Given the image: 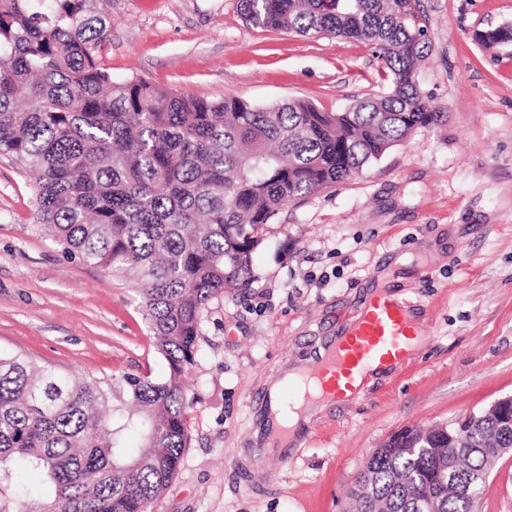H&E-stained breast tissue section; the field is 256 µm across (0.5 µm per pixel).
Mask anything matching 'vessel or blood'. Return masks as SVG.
Wrapping results in <instances>:
<instances>
[{
  "instance_id": "vessel-or-blood-1",
  "label": "vessel or blood",
  "mask_w": 512,
  "mask_h": 512,
  "mask_svg": "<svg viewBox=\"0 0 512 512\" xmlns=\"http://www.w3.org/2000/svg\"><path fill=\"white\" fill-rule=\"evenodd\" d=\"M423 321L411 320L405 305L382 293L373 297L345 336L319 342L318 353L305 366V382L314 384L322 400L338 403L358 398L364 372L372 365H392L410 358L412 340ZM264 429L270 455L286 457L296 447L295 432L267 412Z\"/></svg>"
}]
</instances>
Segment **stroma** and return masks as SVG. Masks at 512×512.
I'll return each instance as SVG.
<instances>
[{
    "label": "stroma",
    "instance_id": "1",
    "mask_svg": "<svg viewBox=\"0 0 512 512\" xmlns=\"http://www.w3.org/2000/svg\"><path fill=\"white\" fill-rule=\"evenodd\" d=\"M417 70L447 121L415 130L360 176L289 202L255 253L256 282L204 316L186 376L189 442L151 512H345L365 459L512 395V47L473 34L512 24V0H419ZM101 51L114 82L266 107L336 111L383 89L362 42L247 25L238 0H110ZM33 177L0 155V352L78 376H162L132 283L66 256L36 225ZM424 321L425 343L329 405L287 461L267 457L261 405L284 362L341 336L378 289ZM480 512H512V457Z\"/></svg>",
    "mask_w": 512,
    "mask_h": 512
}]
</instances>
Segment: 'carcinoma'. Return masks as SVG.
Masks as SVG:
<instances>
[{
	"mask_svg": "<svg viewBox=\"0 0 512 512\" xmlns=\"http://www.w3.org/2000/svg\"><path fill=\"white\" fill-rule=\"evenodd\" d=\"M253 27L372 46L384 90L337 112L208 100L145 79L123 83L101 57V0H0V153L32 169L35 217L62 251L131 277L167 364L150 376L75 377L0 354V512H22L17 474L53 491L37 512H149L188 444L184 377L210 304L246 293L264 227L288 202L354 178L446 113L424 100L416 0H238ZM429 442L394 434L365 461L352 512H471L512 430L464 414ZM462 472L446 476L448 458Z\"/></svg>",
	"mask_w": 512,
	"mask_h": 512,
	"instance_id": "cac0c4a2",
	"label": "carcinoma"
}]
</instances>
